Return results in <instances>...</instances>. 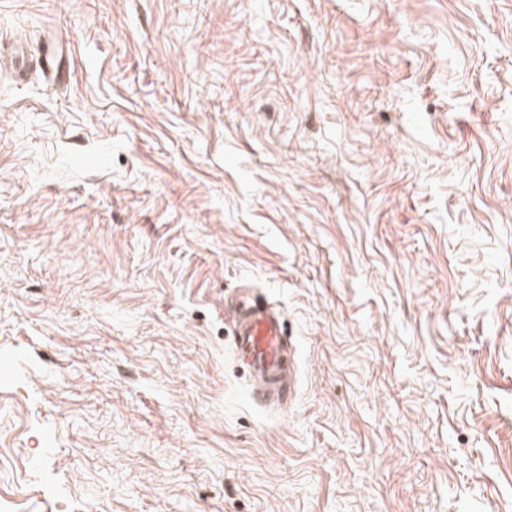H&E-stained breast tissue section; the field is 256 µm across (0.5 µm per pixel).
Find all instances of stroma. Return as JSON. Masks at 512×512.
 <instances>
[{
	"label": "stroma",
	"instance_id": "35a3bbf8",
	"mask_svg": "<svg viewBox=\"0 0 512 512\" xmlns=\"http://www.w3.org/2000/svg\"><path fill=\"white\" fill-rule=\"evenodd\" d=\"M0 512H512V0H0ZM233 320L234 353L252 381L250 398L260 406L288 392V335L283 314L264 298L245 293Z\"/></svg>",
	"mask_w": 512,
	"mask_h": 512
}]
</instances>
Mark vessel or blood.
<instances>
[{
	"instance_id": "obj_1",
	"label": "vessel or blood",
	"mask_w": 512,
	"mask_h": 512,
	"mask_svg": "<svg viewBox=\"0 0 512 512\" xmlns=\"http://www.w3.org/2000/svg\"><path fill=\"white\" fill-rule=\"evenodd\" d=\"M234 353L252 381L250 397L260 406L288 391V335L284 317L264 298L244 294L233 320Z\"/></svg>"
}]
</instances>
